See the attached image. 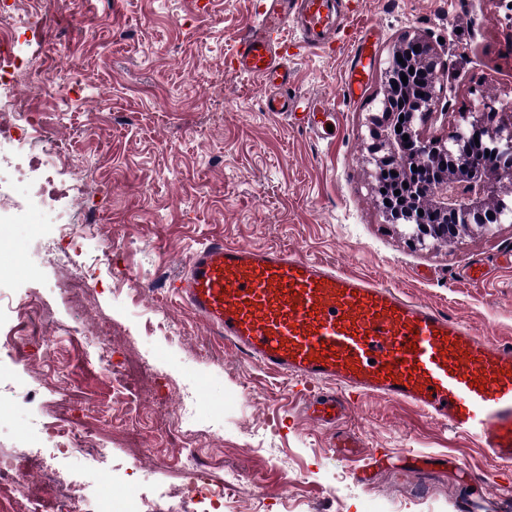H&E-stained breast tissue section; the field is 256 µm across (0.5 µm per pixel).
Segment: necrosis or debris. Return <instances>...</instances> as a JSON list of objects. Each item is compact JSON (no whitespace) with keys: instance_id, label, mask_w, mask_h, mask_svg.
<instances>
[{"instance_id":"1","label":"necrosis or debris","mask_w":512,"mask_h":512,"mask_svg":"<svg viewBox=\"0 0 512 512\" xmlns=\"http://www.w3.org/2000/svg\"><path fill=\"white\" fill-rule=\"evenodd\" d=\"M30 21V16L14 14L8 0H0V173L8 171L13 176L11 183H0V221L32 215L38 223L56 225L62 244L54 248L52 260L64 274L56 289L64 294L76 289L87 293L91 290V277L78 268L74 256L81 249L87 230L78 217L84 208L88 185L78 176L61 177L58 144L50 141L46 130L32 123L25 106L13 94L14 86L26 74L15 46ZM6 308L17 325L13 335L7 336L0 346L15 361L23 362L28 358L21 345L23 336L31 331L44 334L46 376L54 382L66 380L68 373L59 360L61 343L63 338L83 335L84 326H70L62 338L55 335L56 322L38 299L11 300ZM84 354L87 364L98 367L111 379L112 390L118 397L116 403L98 407L93 413L94 420L149 435L154 446L144 460L145 465L161 463L179 468L196 484L194 495L185 502H150L128 496L125 512H224V494L236 491L238 481L228 480L223 488L212 489L199 450L173 452L172 447L180 437L160 424L164 408L143 409L136 390L113 367L106 337L92 338ZM61 456L73 457L79 467L96 472L102 483H112L107 451L92 441L88 425L68 420L53 422L41 427L31 439L25 459L13 454L0 455V512H73L83 489L77 481L62 477L55 465ZM23 465L40 475L43 486L50 491L49 498H42L33 486L19 482L18 470Z\"/></svg>"}]
</instances>
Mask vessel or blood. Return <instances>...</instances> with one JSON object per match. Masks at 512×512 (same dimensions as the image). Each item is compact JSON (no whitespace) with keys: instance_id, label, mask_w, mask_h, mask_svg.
Instances as JSON below:
<instances>
[{"instance_id":"obj_1","label":"vessel or blood","mask_w":512,"mask_h":512,"mask_svg":"<svg viewBox=\"0 0 512 512\" xmlns=\"http://www.w3.org/2000/svg\"><path fill=\"white\" fill-rule=\"evenodd\" d=\"M339 0H262L235 55V70L266 87L264 109L290 111L288 47L295 25L309 48L343 25ZM181 304L213 338L267 370L322 385L305 406L333 425L345 394L419 408L512 463V342L492 343L447 313L390 286L338 272L277 247L213 238L193 250L178 279Z\"/></svg>"}]
</instances>
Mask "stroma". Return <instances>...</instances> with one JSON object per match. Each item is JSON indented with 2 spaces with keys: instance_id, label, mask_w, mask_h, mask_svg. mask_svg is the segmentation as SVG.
<instances>
[{
  "instance_id": "1",
  "label": "stroma",
  "mask_w": 512,
  "mask_h": 512,
  "mask_svg": "<svg viewBox=\"0 0 512 512\" xmlns=\"http://www.w3.org/2000/svg\"><path fill=\"white\" fill-rule=\"evenodd\" d=\"M25 7L44 22L26 34L34 55L14 92L55 134L64 169L90 182L89 206L103 221L79 257L95 278L82 313L53 289L58 272L44 256L56 236L51 227L0 229V295L36 296L64 326L79 319L111 328L112 360L146 398L174 410L182 386L206 391L182 429L200 440L213 484L234 477L243 486L234 512H497L512 501V468L408 405L360 396L337 428L313 423L300 385L217 343L173 287L188 254L221 236L390 285L491 341L512 339V223L474 225L445 245L388 221L371 189L366 124L394 46L418 33L448 63L440 98L449 113L428 135L464 125L480 94L512 100L506 0H353L347 32L323 51L300 47L288 28L297 92L329 99L332 134L264 112L262 84L235 73L233 53L260 0H26ZM101 88L110 92L102 102ZM106 242L112 259L103 264L95 247ZM28 256L37 275L14 278ZM158 271L156 288L138 292ZM23 343L39 417L54 420L59 394L44 383L39 339ZM82 350L75 344L65 359L91 408L111 400L112 386L83 363ZM336 434L356 438L362 456L390 459L362 479L353 459L332 448ZM94 435L125 466L127 488L185 489L177 470L137 468L149 436L105 422Z\"/></svg>"
}]
</instances>
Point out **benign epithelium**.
I'll use <instances>...</instances> for the list:
<instances>
[{"instance_id": "obj_1", "label": "benign epithelium", "mask_w": 512, "mask_h": 512, "mask_svg": "<svg viewBox=\"0 0 512 512\" xmlns=\"http://www.w3.org/2000/svg\"><path fill=\"white\" fill-rule=\"evenodd\" d=\"M419 51H414V47ZM411 56L414 74L409 91L414 94V110L408 119V141L397 140L388 132H377V124L400 126L399 113L387 111L388 97L392 93L385 87L380 102V112L371 113L367 124L375 142L370 147V162L375 166L377 183L384 181L383 172L391 169L397 173L409 172L412 160H419L436 171L437 176L429 183L415 177L406 178L410 198L398 202V208L410 214L407 223L416 237L423 236L429 225H439V239L451 243L459 230L471 223L485 226L500 224L512 217V205L505 198L512 195V121L494 123L495 118L512 106L496 107V101L484 96L477 98L468 112L471 130L459 129L448 140H432L425 136L424 128L438 105L436 84L445 70L433 45L423 37L402 41L392 52ZM487 130L492 151L495 152L496 171L487 176H476L472 171V155L458 149L467 139V133ZM423 213H418V210Z\"/></svg>"}]
</instances>
